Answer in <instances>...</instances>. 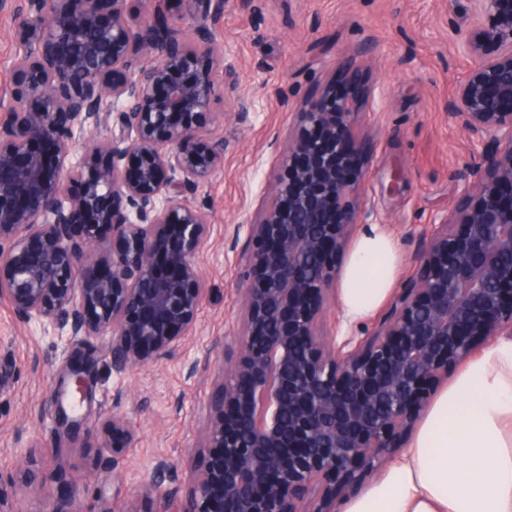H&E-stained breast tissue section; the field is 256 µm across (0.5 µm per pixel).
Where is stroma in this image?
Masks as SVG:
<instances>
[{
    "instance_id": "obj_1",
    "label": "stroma",
    "mask_w": 512,
    "mask_h": 512,
    "mask_svg": "<svg viewBox=\"0 0 512 512\" xmlns=\"http://www.w3.org/2000/svg\"><path fill=\"white\" fill-rule=\"evenodd\" d=\"M468 23L467 0H230L213 28L216 48L233 67L213 104L225 118L210 128L224 141V162L195 198L211 216V237L199 256L210 292L171 359L120 376L105 345L95 341L92 396L76 402V412L90 417L120 408L139 438L125 453L127 477L120 483L94 466V450L68 452L69 470L90 512H110L116 498L153 512L155 504L142 497L140 485L157 458H169L182 472L209 461L196 447L224 340L240 327L236 252L248 245L242 237L229 246L224 229L253 220L279 175L276 160L294 124L289 104L316 101L327 88L355 91L364 129L365 203L394 241L393 284H404L418 231L461 200L457 185L471 148L449 123L448 104L471 61L449 28ZM13 24L11 13L0 9V118L16 79ZM363 44L371 50L361 62L340 65L343 53ZM395 173L401 190L393 195L387 187ZM72 349L67 338L40 324L17 323L0 299V470H13L15 448L34 438L41 443L36 467L54 453L55 392Z\"/></svg>"
}]
</instances>
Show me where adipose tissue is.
Returning <instances> with one entry per match:
<instances>
[{
  "label": "adipose tissue",
  "mask_w": 512,
  "mask_h": 512,
  "mask_svg": "<svg viewBox=\"0 0 512 512\" xmlns=\"http://www.w3.org/2000/svg\"><path fill=\"white\" fill-rule=\"evenodd\" d=\"M391 238L363 229L341 288L346 318L371 314L393 284ZM344 512H512V340L501 339L436 398L401 459Z\"/></svg>",
  "instance_id": "1"
}]
</instances>
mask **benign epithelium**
Segmentation results:
<instances>
[{
	"label": "benign epithelium",
	"mask_w": 512,
	"mask_h": 512,
	"mask_svg": "<svg viewBox=\"0 0 512 512\" xmlns=\"http://www.w3.org/2000/svg\"><path fill=\"white\" fill-rule=\"evenodd\" d=\"M456 30L470 72L448 118L473 148L460 205L419 234L412 272L383 314L338 336L336 252L377 215L364 193L349 93L295 113L270 203L237 256L241 332L224 343L203 470L158 460L143 490L154 512H341L347 495L402 455L448 366L512 338V0H468ZM18 0L19 75L0 120V298L18 322L105 342L112 371L176 354L207 292L197 257L210 215L194 196L224 160L207 137L219 59L210 23L226 0ZM152 63L144 64L145 59ZM98 136L81 141L86 133ZM83 142L82 154L75 144ZM112 226L118 248L100 247ZM65 374L88 378L78 350ZM61 448H96L124 480L136 430L127 413L72 414L58 400ZM0 471V512H87L74 478Z\"/></svg>",
	"instance_id": "1"
}]
</instances>
